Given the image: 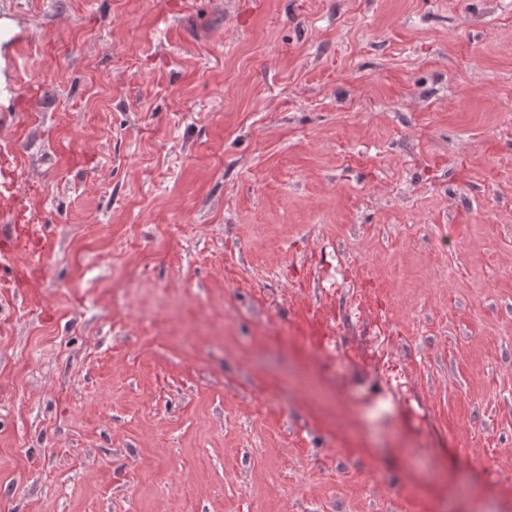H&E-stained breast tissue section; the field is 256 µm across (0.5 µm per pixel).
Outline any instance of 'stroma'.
I'll return each instance as SVG.
<instances>
[{"mask_svg":"<svg viewBox=\"0 0 512 512\" xmlns=\"http://www.w3.org/2000/svg\"><path fill=\"white\" fill-rule=\"evenodd\" d=\"M0 22V512H512V0Z\"/></svg>","mask_w":512,"mask_h":512,"instance_id":"stroma-1","label":"stroma"}]
</instances>
